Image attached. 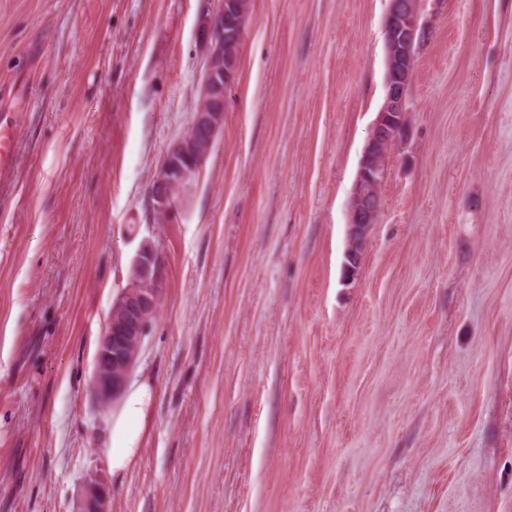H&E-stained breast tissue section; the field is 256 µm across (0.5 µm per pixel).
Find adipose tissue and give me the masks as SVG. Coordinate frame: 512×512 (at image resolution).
Returning <instances> with one entry per match:
<instances>
[{
    "label": "adipose tissue",
    "mask_w": 512,
    "mask_h": 512,
    "mask_svg": "<svg viewBox=\"0 0 512 512\" xmlns=\"http://www.w3.org/2000/svg\"><path fill=\"white\" fill-rule=\"evenodd\" d=\"M150 375L131 381L112 410L109 435L103 448L114 478H122L139 460L155 401Z\"/></svg>",
    "instance_id": "1"
}]
</instances>
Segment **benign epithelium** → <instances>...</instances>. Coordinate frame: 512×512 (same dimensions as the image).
<instances>
[{"instance_id":"obj_1","label":"benign epithelium","mask_w":512,"mask_h":512,"mask_svg":"<svg viewBox=\"0 0 512 512\" xmlns=\"http://www.w3.org/2000/svg\"><path fill=\"white\" fill-rule=\"evenodd\" d=\"M248 16L239 0H219V7L200 23L206 47L204 77L197 88L198 104L190 131L172 144L157 167L150 187V220H168L176 193L188 187L210 153L224 122V94L233 83L232 57L241 48ZM385 98L361 155L348 217L345 269L360 261L370 246L381 211L380 187L387 176V150L406 135L409 110L405 92L414 67L412 49L425 31L417 0H391L384 20ZM131 281L112 303L95 357L93 389L97 403L118 400L135 368L162 295L160 262L154 249L143 244L135 255ZM110 488L90 481L78 500L77 512H110Z\"/></svg>"}]
</instances>
